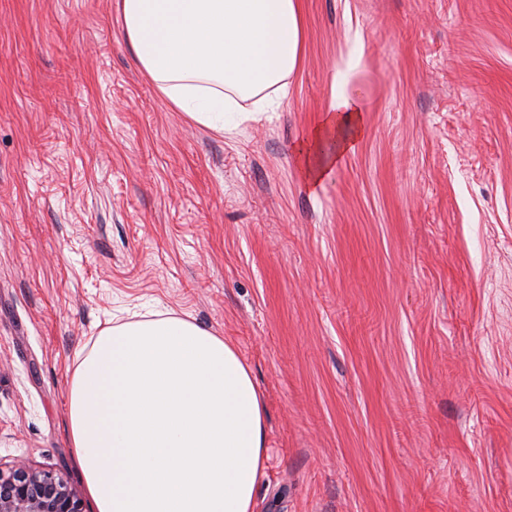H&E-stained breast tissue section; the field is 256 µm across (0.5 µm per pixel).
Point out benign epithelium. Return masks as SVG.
<instances>
[{
	"mask_svg": "<svg viewBox=\"0 0 512 512\" xmlns=\"http://www.w3.org/2000/svg\"><path fill=\"white\" fill-rule=\"evenodd\" d=\"M0 512H85L80 490L55 472L17 462L0 466Z\"/></svg>",
	"mask_w": 512,
	"mask_h": 512,
	"instance_id": "1",
	"label": "benign epithelium"
}]
</instances>
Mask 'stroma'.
Wrapping results in <instances>:
<instances>
[{
    "instance_id": "1",
    "label": "stroma",
    "mask_w": 512,
    "mask_h": 512,
    "mask_svg": "<svg viewBox=\"0 0 512 512\" xmlns=\"http://www.w3.org/2000/svg\"><path fill=\"white\" fill-rule=\"evenodd\" d=\"M115 2L0 0V462L82 486L79 354L170 311L262 394L254 512H512V0H300L285 96L224 136ZM340 74L365 134L312 193Z\"/></svg>"
}]
</instances>
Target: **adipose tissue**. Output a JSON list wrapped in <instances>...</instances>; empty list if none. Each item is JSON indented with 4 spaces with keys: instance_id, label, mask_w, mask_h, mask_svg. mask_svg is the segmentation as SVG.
Masks as SVG:
<instances>
[{
    "instance_id": "adipose-tissue-1",
    "label": "adipose tissue",
    "mask_w": 512,
    "mask_h": 512,
    "mask_svg": "<svg viewBox=\"0 0 512 512\" xmlns=\"http://www.w3.org/2000/svg\"><path fill=\"white\" fill-rule=\"evenodd\" d=\"M127 41L169 106L216 132L237 99L263 94L300 62L298 0H117ZM338 89L297 150L310 189L364 134ZM69 433L96 512H253L265 407L233 346L177 317L101 333L70 388Z\"/></svg>"
}]
</instances>
